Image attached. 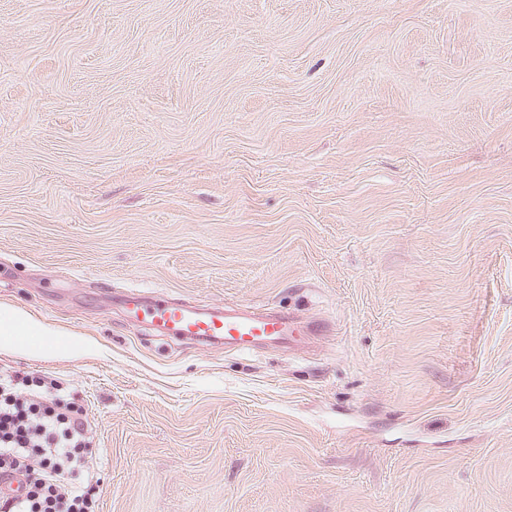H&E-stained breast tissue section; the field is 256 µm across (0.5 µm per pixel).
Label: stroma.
<instances>
[{"instance_id":"35a3bbf8","label":"stroma","mask_w":512,"mask_h":512,"mask_svg":"<svg viewBox=\"0 0 512 512\" xmlns=\"http://www.w3.org/2000/svg\"><path fill=\"white\" fill-rule=\"evenodd\" d=\"M0 304L77 346L0 367L75 393L99 512H512V0H0ZM128 313L133 318L141 315L151 325L174 336H184L206 344H221L241 352L251 351L261 343L274 342L288 347L293 336H317L325 331V324L313 321L300 326L295 319L280 310L257 311L248 306L201 308L186 303H174L162 294L153 295L144 304L145 295L131 292L125 297Z\"/></svg>"}]
</instances>
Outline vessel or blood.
Segmentation results:
<instances>
[{
    "mask_svg": "<svg viewBox=\"0 0 512 512\" xmlns=\"http://www.w3.org/2000/svg\"><path fill=\"white\" fill-rule=\"evenodd\" d=\"M127 311L132 317H144L154 328L176 336L189 337L206 344L246 352L261 343L288 346L294 337L317 336L325 325L319 321L300 326L295 319L280 310L258 311L248 306L201 308L172 302L156 294L145 299L133 292L125 297Z\"/></svg>",
    "mask_w": 512,
    "mask_h": 512,
    "instance_id": "obj_1",
    "label": "vessel or blood"
}]
</instances>
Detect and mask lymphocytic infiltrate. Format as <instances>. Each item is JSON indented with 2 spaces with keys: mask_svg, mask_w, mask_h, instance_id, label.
Instances as JSON below:
<instances>
[{
  "mask_svg": "<svg viewBox=\"0 0 512 512\" xmlns=\"http://www.w3.org/2000/svg\"><path fill=\"white\" fill-rule=\"evenodd\" d=\"M99 450L95 431L74 399L62 398L48 375L0 370V512H96L85 476Z\"/></svg>",
  "mask_w": 512,
  "mask_h": 512,
  "instance_id": "obj_1",
  "label": "lymphocytic infiltrate"
}]
</instances>
